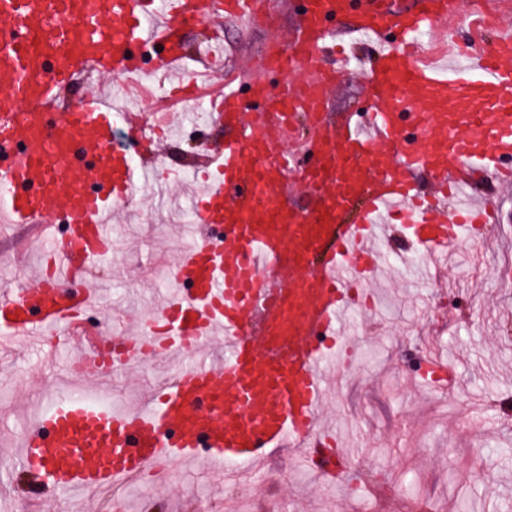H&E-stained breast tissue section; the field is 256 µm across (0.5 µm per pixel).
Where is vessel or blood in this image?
<instances>
[{
    "label": "vessel or blood",
    "mask_w": 512,
    "mask_h": 512,
    "mask_svg": "<svg viewBox=\"0 0 512 512\" xmlns=\"http://www.w3.org/2000/svg\"><path fill=\"white\" fill-rule=\"evenodd\" d=\"M299 23L276 29L246 58L233 42L196 58L224 72L210 119L223 148L188 158L201 192L195 234L171 268L176 292L104 358L78 343L98 303L89 271L112 250L114 210L137 203L158 173L170 115L125 111L84 92L47 116L86 69L130 80L132 46L163 49L153 73L188 57L187 30L223 21L245 32L257 7ZM454 0H0V223L67 233L52 242L37 282L0 293V338L76 348L82 381L123 371L150 350L178 359L137 408L80 393L37 410L20 438L17 467L31 487L67 496L196 461L227 482L285 451L330 483L352 458L322 421L326 375L355 365L342 320L371 307L384 244L407 241L433 262L486 239L494 215L471 191L485 178L512 186V28L490 52L454 67L427 58L417 32H438ZM373 39L361 56L365 107L329 115L350 55L342 33ZM283 81L270 93L266 76ZM254 100H241V84ZM303 146L285 149L297 123ZM425 172L426 185L414 175ZM422 379L446 388L453 368L430 350ZM237 460L244 470L230 471Z\"/></svg>",
    "instance_id": "b4317fda"
}]
</instances>
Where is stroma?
I'll return each mask as SVG.
<instances>
[{"instance_id": "35a3bbf8", "label": "stroma", "mask_w": 512, "mask_h": 512, "mask_svg": "<svg viewBox=\"0 0 512 512\" xmlns=\"http://www.w3.org/2000/svg\"><path fill=\"white\" fill-rule=\"evenodd\" d=\"M163 169L179 176L157 198L150 212L131 211L119 227L125 244L94 267L93 279L107 283L103 310L87 316L89 328L112 325L113 317L138 314L152 293L170 295L159 273L180 251L174 236L178 213L187 206L194 176L182 164L203 147L219 144L224 130L203 124L199 111L170 128ZM501 222L490 246H468L441 263L449 314L435 320L438 305L425 278L404 275L403 243L395 261L382 264L374 283L375 309L352 327L362 351L346 388L332 406V419L357 455L355 487L329 485L288 457L276 456L255 473L259 496L220 489L217 475L194 462L174 475L144 478L123 490L127 512H193L192 498L223 490L226 512H290L302 501L307 512H328L340 498L346 512H376L363 483L392 486L402 505L423 503L429 512H458L468 498L476 512H512V456L498 452L512 444V194L493 200ZM33 251L16 238L0 239V288L25 283L36 263ZM421 344L441 360L455 363L453 394L421 385L398 373L402 350ZM68 354L37 347L0 351V451L18 450L17 437L49 388L76 387L65 370ZM0 512H68L66 499L31 501L18 472H0Z\"/></svg>"}]
</instances>
